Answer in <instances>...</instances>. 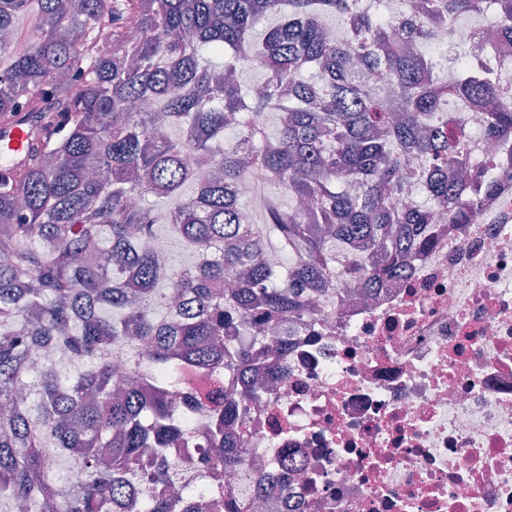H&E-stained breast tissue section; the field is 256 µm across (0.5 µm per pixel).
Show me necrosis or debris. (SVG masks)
Returning a JSON list of instances; mask_svg holds the SVG:
<instances>
[{
    "label": "necrosis or debris",
    "instance_id": "4bbe7bcc",
    "mask_svg": "<svg viewBox=\"0 0 512 512\" xmlns=\"http://www.w3.org/2000/svg\"><path fill=\"white\" fill-rule=\"evenodd\" d=\"M449 124L499 156L469 223L439 220L406 276L332 286L277 323L287 368L224 426L244 462L205 468L209 426L165 456L175 490L229 489L241 512H512V155L464 98Z\"/></svg>",
    "mask_w": 512,
    "mask_h": 512
}]
</instances>
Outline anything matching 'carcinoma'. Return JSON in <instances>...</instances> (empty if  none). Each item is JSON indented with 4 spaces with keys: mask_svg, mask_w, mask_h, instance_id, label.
<instances>
[{
    "mask_svg": "<svg viewBox=\"0 0 512 512\" xmlns=\"http://www.w3.org/2000/svg\"><path fill=\"white\" fill-rule=\"evenodd\" d=\"M495 6L512 29V0H419L415 21L395 22L360 0H0V123L24 116L37 144L0 172V508L37 512L58 448L86 473L83 490L59 512H199L206 503L158 492L169 485L165 447L185 435L193 411L207 409L211 444L205 463L234 470L243 462L224 424L253 398L252 363L263 341L246 348L247 323H275L303 311L329 281L352 278L371 288L402 267L434 208L466 224L493 190L488 158L471 166L469 136L448 135V99L481 109L492 140L512 134V91L465 60L451 78L426 48L425 24L455 19L479 3ZM37 6L25 48L17 16ZM346 18L347 40L330 39L325 19ZM270 21L261 41L254 29ZM269 60L264 82L224 80L251 67L246 48ZM318 79L303 81L305 69ZM156 100L168 127L132 103ZM279 114L275 136L259 117ZM237 137L224 149V133ZM428 160L412 168L409 156ZM214 176L197 183V173ZM260 181L310 198L307 212L265 195V224L242 223L236 187ZM188 198L160 212L146 199ZM418 186L432 205L398 213L392 192ZM167 224L199 255L178 270L144 245ZM290 261L285 273L262 259L267 233ZM360 239L367 256L336 253ZM110 262H97L99 250ZM179 304L157 318L168 295ZM119 313L109 318L105 310ZM135 337L148 362L112 369V349ZM64 342L88 363L69 385L55 366L40 372L17 401L36 348ZM189 363L238 385L240 400L213 407L171 390ZM156 459L135 469L142 449Z\"/></svg>",
    "mask_w": 512,
    "mask_h": 512,
    "instance_id": "carcinoma-1",
    "label": "carcinoma"
}]
</instances>
